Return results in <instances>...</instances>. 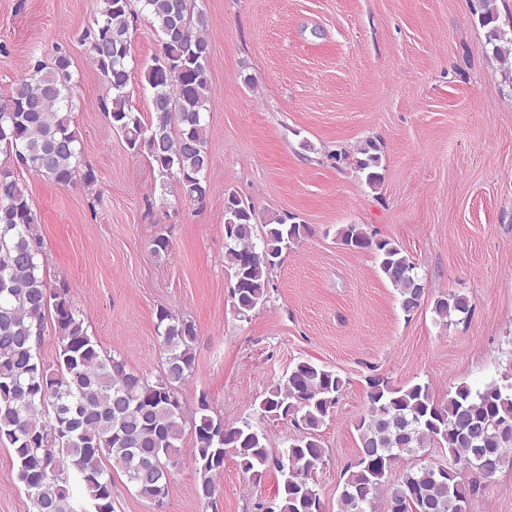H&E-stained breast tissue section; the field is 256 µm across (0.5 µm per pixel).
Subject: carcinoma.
<instances>
[{
	"label": "carcinoma",
	"instance_id": "carcinoma-1",
	"mask_svg": "<svg viewBox=\"0 0 512 512\" xmlns=\"http://www.w3.org/2000/svg\"><path fill=\"white\" fill-rule=\"evenodd\" d=\"M140 2L145 19L162 34L161 48L142 73L152 90L149 122L133 109L125 67L130 30L141 13L132 9V0H100L99 17L81 40L112 90L106 108L110 128L122 134L133 154H147L161 177L172 178L181 197L199 203L209 192L205 174L212 164L204 119L210 22L203 10L188 7L189 0ZM479 8L493 54L511 64L512 36L497 24L492 0H481ZM71 67L62 51L49 64L38 60L29 78L0 99V151L9 160L0 166V446L12 449L16 479L33 512H77L74 485L85 492L87 512H115L110 466L162 512L187 432L193 437L190 460L199 498L215 500V478L226 459L234 458L256 481L271 469L279 473L260 512H321L314 483L325 457L319 429L332 419L345 386L335 371L298 361L258 402L260 416L289 418L301 428L276 451L251 420L226 426L207 414L203 395L197 411L187 414L179 390L195 367L192 321L157 309L163 371L153 380L130 369L120 353L101 349L67 282L49 287L38 262L43 239L37 214L14 168L62 186L96 181L95 170L80 160L71 129ZM378 151L372 139L356 148V168L371 187L384 180ZM311 234L310 225L278 217L259 224L254 204L235 191L224 192V261L232 270L237 315L245 319L267 302L271 272ZM338 238L351 250L375 255L406 315L419 310L425 284L398 245L360 224L343 225ZM472 309L468 295L452 291L432 306L443 325L468 318ZM48 314L59 339L51 364L39 354ZM356 430L359 459L347 470L338 512H376L381 497L388 512H469L481 482L491 481L503 464L512 465V373L477 389L458 384L443 401L434 399L426 383L395 387L374 376ZM431 443L448 450V463L420 462L394 473Z\"/></svg>",
	"mask_w": 512,
	"mask_h": 512
}]
</instances>
